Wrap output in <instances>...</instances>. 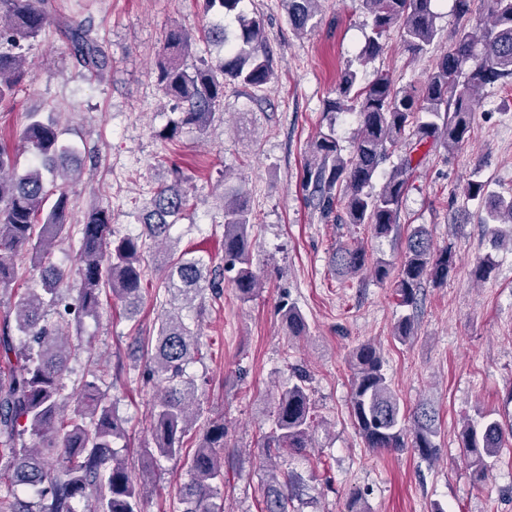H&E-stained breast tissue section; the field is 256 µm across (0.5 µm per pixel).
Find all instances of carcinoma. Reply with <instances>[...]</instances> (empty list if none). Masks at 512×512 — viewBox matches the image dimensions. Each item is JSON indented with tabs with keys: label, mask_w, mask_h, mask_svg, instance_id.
I'll use <instances>...</instances> for the list:
<instances>
[{
	"label": "carcinoma",
	"mask_w": 512,
	"mask_h": 512,
	"mask_svg": "<svg viewBox=\"0 0 512 512\" xmlns=\"http://www.w3.org/2000/svg\"><path fill=\"white\" fill-rule=\"evenodd\" d=\"M320 0H285L288 21L300 35L312 33ZM436 0H361L370 17L369 34L361 60L371 62L385 50L386 33L398 28L405 51L418 57L428 53L437 37ZM241 0H204L206 13L216 17L205 30L208 44L220 48L214 61L200 60L188 69L183 58L194 44L191 34L178 28L169 32L166 52L158 63V84L173 102V117L157 133L164 142L176 141L182 131L204 132L224 102V87L234 84L261 88L274 77L273 59L264 23L238 11ZM237 13V28L230 32L221 18ZM53 0H0V102L12 98L29 76L25 43L54 20ZM68 39L81 66L100 76L110 59L92 29L82 23L68 28ZM471 59L476 63L463 69ZM512 82V0H480L475 24L457 31L451 49L439 58L426 81L396 86L387 73L370 84H360L359 72L346 67L327 111H355L360 129L349 156L339 142L322 133L311 145L303 168V187L322 215H336L346 224H365L377 238L397 230L398 214L409 179L424 147L439 144L450 153L471 137L472 115L480 92L488 86ZM412 131L416 139L386 176L378 192L373 180L381 163ZM24 142L33 159L18 172L6 147L0 144V293L16 278V259L29 257L42 269V290L32 289L15 305V322L3 319L0 329V479L7 484L0 494V512H76L74 503L92 501L90 512H143L142 486L125 460L112 447L125 435L126 419L94 381L82 383L77 408L69 421L61 419L67 397L63 394L72 338L80 335L82 320L98 312L102 293L110 292L125 306L142 302L143 254L149 244L171 238V230L189 206L187 178L174 172L171 182L158 187L150 208L141 218L142 230L115 237L112 215L91 211L81 228V287L75 300L62 297L60 286L70 272L50 262L55 242L64 234L70 214L67 184L80 175L77 150L59 138L57 124L28 113ZM56 195L48 203L50 195ZM464 195L484 204L483 223L491 225L498 246L512 249V197L488 189L476 176ZM250 209L243 188L224 189V267L215 268L201 255L184 250L164 260L162 284L173 304L161 319L155 344L144 352L145 373L164 385L154 405L151 441L141 457L183 459L189 475L179 498V512H214L211 499L224 485L222 421H214L192 454L183 455L184 437L200 403L205 379L188 372L204 356L200 334L185 323L182 310L220 287L226 276L243 301L257 296L262 278L253 266ZM404 261L395 276L399 306L414 309L424 281L443 284L453 264L446 249L434 246L425 228H414L403 241ZM332 266L344 276L364 270L378 280L391 275L383 260L370 261L363 245L341 243L332 253ZM56 318L48 317V309ZM281 318L294 338L306 336V322L293 304L281 308ZM414 316L399 318L395 336L405 341L414 335ZM351 411L359 435L374 451L399 452L411 448L424 459L437 454L438 414L426 402L410 412L399 400L383 369V358L372 342L360 344L352 356ZM310 373L296 368L292 382L279 394L269 418L261 448L267 459L300 454L310 447L314 406L308 392ZM30 436L32 446L23 443ZM512 444V420L482 416L462 430V449L473 475L482 479L488 462ZM267 488L264 512H288L292 496L282 487Z\"/></svg>",
	"instance_id": "carcinoma-1"
}]
</instances>
